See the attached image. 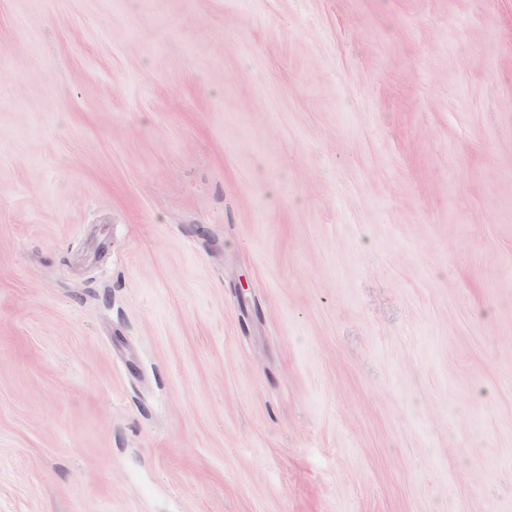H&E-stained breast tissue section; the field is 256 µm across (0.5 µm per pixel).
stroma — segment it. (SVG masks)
<instances>
[{"mask_svg": "<svg viewBox=\"0 0 512 512\" xmlns=\"http://www.w3.org/2000/svg\"><path fill=\"white\" fill-rule=\"evenodd\" d=\"M0 512H512V0H0Z\"/></svg>", "mask_w": 512, "mask_h": 512, "instance_id": "stroma-1", "label": "stroma"}]
</instances>
